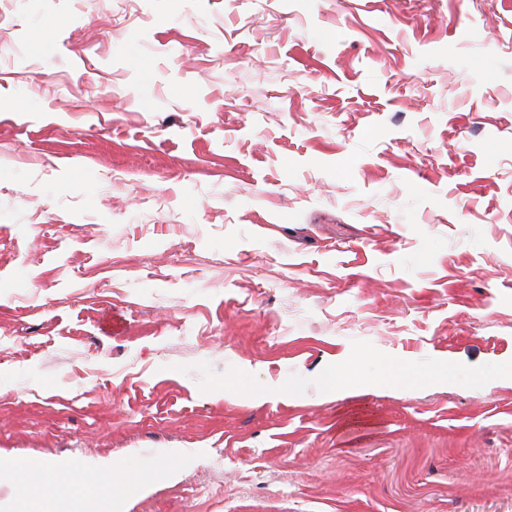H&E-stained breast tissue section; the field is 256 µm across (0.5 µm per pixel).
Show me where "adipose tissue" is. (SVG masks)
Listing matches in <instances>:
<instances>
[{"label":"adipose tissue","instance_id":"obj_1","mask_svg":"<svg viewBox=\"0 0 512 512\" xmlns=\"http://www.w3.org/2000/svg\"><path fill=\"white\" fill-rule=\"evenodd\" d=\"M98 480L89 484L84 480L83 471L77 469L62 470L58 465L51 462L41 463L31 473L30 479L33 482H50L59 488L58 497L67 504V512H87V505L91 498H100L102 512H110L112 508L111 497L102 495L103 486L112 482V467L103 463L97 466Z\"/></svg>","mask_w":512,"mask_h":512}]
</instances>
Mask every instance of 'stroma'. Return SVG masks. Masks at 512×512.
Masks as SVG:
<instances>
[{
	"label": "stroma",
	"mask_w": 512,
	"mask_h": 512,
	"mask_svg": "<svg viewBox=\"0 0 512 512\" xmlns=\"http://www.w3.org/2000/svg\"><path fill=\"white\" fill-rule=\"evenodd\" d=\"M21 460L512 512V0H0V512Z\"/></svg>",
	"instance_id": "obj_1"
}]
</instances>
